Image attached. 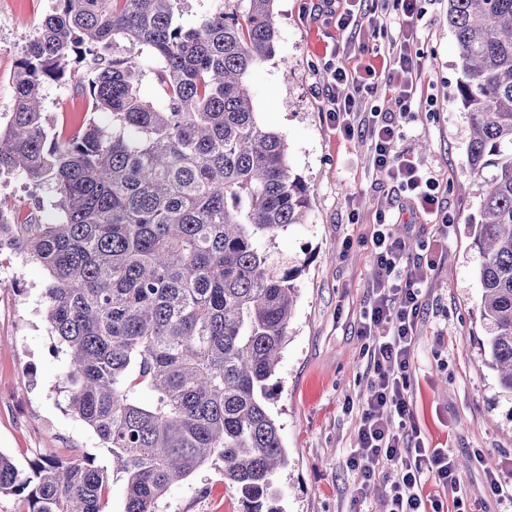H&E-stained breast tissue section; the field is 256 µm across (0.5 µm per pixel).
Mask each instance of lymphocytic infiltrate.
<instances>
[{
  "instance_id": "f902f5d3",
  "label": "lymphocytic infiltrate",
  "mask_w": 512,
  "mask_h": 512,
  "mask_svg": "<svg viewBox=\"0 0 512 512\" xmlns=\"http://www.w3.org/2000/svg\"><path fill=\"white\" fill-rule=\"evenodd\" d=\"M386 65L397 78L400 112L408 114L419 105L412 77L420 72V63L410 52L408 41L393 46ZM375 77L376 70L371 66L357 75L336 69L334 80L351 85L353 92L335 102L332 116L346 135L358 130L367 133L374 167L414 192L422 213L435 215L439 224H449L448 213L439 199L440 183L433 171L423 168L411 154L395 151L396 128L386 113L375 108L362 113L363 94L374 89ZM371 246L380 274L392 278L394 285L375 289L363 315L361 333L372 339L374 371L361 408L357 446L349 463L367 481L375 477L382 464L398 465V477L388 491L389 512H444L441 502L424 505L418 493L421 477L432 474L436 482L451 490L458 488L459 481L447 451L427 449L419 439L409 384L410 346L422 305L420 285L436 260L430 255L413 269H406V244L394 236L392 224L383 213L376 218ZM383 324L388 325V334L375 335V328Z\"/></svg>"
}]
</instances>
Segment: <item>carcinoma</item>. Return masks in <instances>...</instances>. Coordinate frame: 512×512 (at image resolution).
<instances>
[{
  "instance_id": "obj_1",
  "label": "carcinoma",
  "mask_w": 512,
  "mask_h": 512,
  "mask_svg": "<svg viewBox=\"0 0 512 512\" xmlns=\"http://www.w3.org/2000/svg\"><path fill=\"white\" fill-rule=\"evenodd\" d=\"M53 2L12 75L0 176L51 186L61 218L0 209V251L49 273L68 407L112 457L123 512H158L216 457L242 512H281L272 476L287 455L269 404L302 267L271 245L305 223L310 200L248 87L275 53L274 0H224L190 26L177 21L184 0ZM448 26L482 185L480 316L512 393V0H448ZM148 73L152 99L140 92ZM66 80L91 111L52 133L43 89ZM108 486L87 459L24 472L0 452V493L22 497L24 512H105Z\"/></svg>"
}]
</instances>
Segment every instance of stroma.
<instances>
[{"instance_id": "1", "label": "stroma", "mask_w": 512, "mask_h": 512, "mask_svg": "<svg viewBox=\"0 0 512 512\" xmlns=\"http://www.w3.org/2000/svg\"><path fill=\"white\" fill-rule=\"evenodd\" d=\"M425 11L411 50L422 68L417 93L426 105L401 120L397 151L416 156L437 174L442 202L452 217L442 228L371 164L364 134L346 137L329 115L341 85L331 74L374 66L377 89L365 105L396 111L383 57L400 27L395 12L378 24L340 29L344 0H275L278 38L273 57L249 78L260 125L285 136L288 163L309 189L306 223L281 232L273 249L301 265L299 297L277 369L280 387L270 410L282 426L288 464L273 478L282 512H378L394 468L379 472L363 500L359 476L347 466L359 427V407L371 376L368 339L359 329L373 288L379 287L370 244L379 211L398 218L411 262L441 252L422 284V306L412 343V410L427 448L447 450L459 493L423 476L424 498L445 512H512V498L496 495L490 477L512 484V394L491 368L487 330L480 318L482 256L468 222L476 215L481 185L469 173V116L457 89L461 78L448 0H423ZM52 0H0V113L10 111V76L25 41L50 11ZM50 127L71 124L88 99L72 83L46 87ZM0 209L59 221L48 186L19 174L0 177ZM47 271L36 261L0 253V452L19 466L41 459L89 458L111 467L97 437L66 408L60 393L63 363L51 355L44 317ZM160 512H241L224 484V464L213 459L174 486Z\"/></svg>"}]
</instances>
